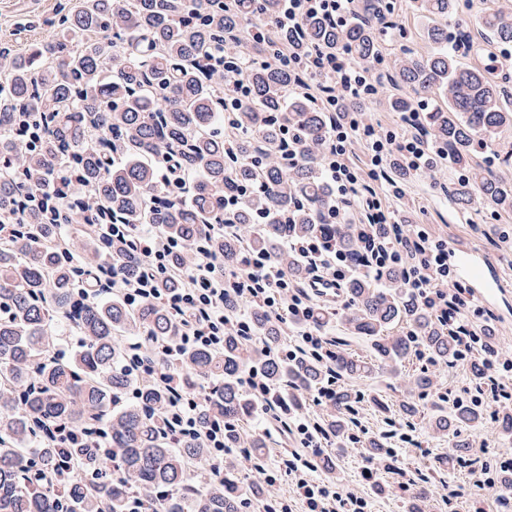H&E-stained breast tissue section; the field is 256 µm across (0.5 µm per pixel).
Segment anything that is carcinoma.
I'll list each match as a JSON object with an SVG mask.
<instances>
[{"mask_svg": "<svg viewBox=\"0 0 512 512\" xmlns=\"http://www.w3.org/2000/svg\"><path fill=\"white\" fill-rule=\"evenodd\" d=\"M354 19L332 26L307 19L291 36L275 20L282 0H85L66 15L59 31L28 54H2L9 77L0 81V218L10 231L0 240V512H126L131 492L145 494L150 512H240L260 494L224 471L190 494L189 465L213 467L207 449L189 436H166L160 413L169 393L130 371L125 343L175 335L176 317L160 302L135 309L108 288L112 274L136 277L146 257L138 231L153 224L184 245L170 267L185 268L199 242L224 267L239 265L246 249L267 250L288 277L305 267L273 251L277 243L318 236L336 241L352 263L361 260L348 224L328 222L336 192L322 175L321 149L331 113L303 92L300 82L325 83L319 74L298 73L271 59L293 40L301 58L315 50L348 51L375 67L389 23L385 0H354ZM456 0H413L424 19L454 12ZM483 30L498 46L512 45V16L488 13ZM434 50L404 54L387 80L412 95L388 100L405 114L437 90L448 103L423 115V132L448 152L464 173L450 198L460 210L478 194L512 213V184L485 172L477 154L512 127V92L483 57L460 61L448 32L427 29ZM244 78L250 94L224 100V84ZM296 134L288 165L284 130ZM241 191L246 203L224 211V197ZM290 215L286 224H259L257 213ZM70 226L66 231L63 225ZM123 224L129 243L112 241ZM98 277L97 299H76L84 281ZM351 312L347 331L370 343L380 364L397 363L419 350L435 361L455 358L457 344L433 313L404 287L400 272L372 279L355 275L346 286ZM255 336L229 330L224 350H186L177 361L179 387L203 390L200 422L224 420V447L261 448L258 435L241 428L265 410V400L244 390L246 371L257 366L275 387H288V410L301 415L304 393L321 385L324 367L338 376L368 368L332 341L327 363L311 355L287 361L278 355L276 321L252 308ZM409 330L394 336L400 323ZM77 349L58 348L64 332ZM357 396L336 388L331 418L322 432L343 440ZM482 422L473 405H456L433 420L458 436ZM70 472L48 492L24 475Z\"/></svg>", "mask_w": 512, "mask_h": 512, "instance_id": "cac0c4a2", "label": "carcinoma"}]
</instances>
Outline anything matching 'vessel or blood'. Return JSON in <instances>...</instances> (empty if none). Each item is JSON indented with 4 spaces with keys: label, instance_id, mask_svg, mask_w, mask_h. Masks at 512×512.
<instances>
[{
    "label": "vessel or blood",
    "instance_id": "obj_1",
    "mask_svg": "<svg viewBox=\"0 0 512 512\" xmlns=\"http://www.w3.org/2000/svg\"><path fill=\"white\" fill-rule=\"evenodd\" d=\"M448 260L457 277L468 287V300L490 304L512 295V286L502 281L493 259L471 248L449 249Z\"/></svg>",
    "mask_w": 512,
    "mask_h": 512
}]
</instances>
